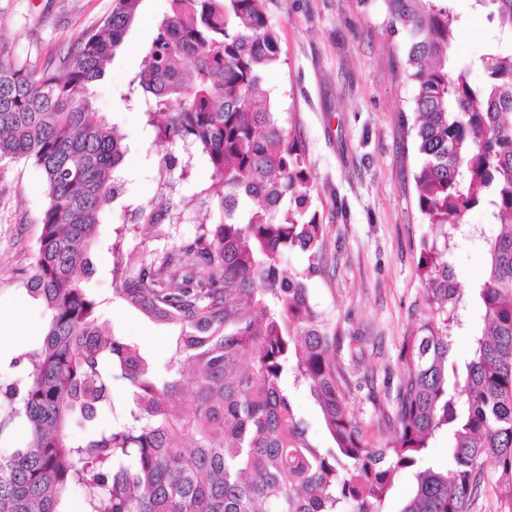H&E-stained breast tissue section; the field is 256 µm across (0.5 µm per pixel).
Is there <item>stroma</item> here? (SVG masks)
<instances>
[{
  "instance_id": "obj_1",
  "label": "stroma",
  "mask_w": 512,
  "mask_h": 512,
  "mask_svg": "<svg viewBox=\"0 0 512 512\" xmlns=\"http://www.w3.org/2000/svg\"><path fill=\"white\" fill-rule=\"evenodd\" d=\"M113 0H0V47L16 60L37 66L77 44L102 21ZM462 24L455 55L484 53L495 31L472 8L455 0ZM276 30L282 64L265 76L289 126L299 133L314 178L312 207L326 226L327 252L307 280L318 310L351 334L367 340L365 358L352 371L350 403L368 432L381 436L392 405L384 383L398 377L401 337L418 319L412 313L422 288L416 272L421 241L431 226L417 208L413 174L421 163L401 116L410 112L413 85L403 75L406 38L390 33L384 0H265ZM168 0H143L104 76L92 86L96 113L107 116L129 138L123 167L126 193L99 225L112 235L127 209L155 196L149 174L159 152L140 116L121 96L142 66L144 50ZM47 204L41 172L30 165L0 161V366L35 344L44 308L25 286ZM498 227L483 209L472 210L452 249L457 287L471 288L484 266L486 242ZM84 286L105 299V319L114 334L164 358L170 328L112 296V256L92 248ZM469 512H512V474L487 461L484 479Z\"/></svg>"
}]
</instances>
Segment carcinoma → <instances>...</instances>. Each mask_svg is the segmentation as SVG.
Instances as JSON below:
<instances>
[{
  "label": "carcinoma",
  "instance_id": "obj_1",
  "mask_svg": "<svg viewBox=\"0 0 512 512\" xmlns=\"http://www.w3.org/2000/svg\"><path fill=\"white\" fill-rule=\"evenodd\" d=\"M141 2L115 0L54 66L0 50V160L32 163L48 198L25 281L46 311L42 339L0 381V436H21L0 454V512H71L77 487L80 512H387L403 475L413 485L398 512H467L484 459L512 472V42L460 59L454 0H385L389 28L407 38L414 97L403 125L422 156L417 206L436 234L422 242L419 325L400 340L381 440L350 406L361 339L312 304L307 278L316 266L294 273L283 265L294 249L320 259L326 232L310 210L305 145L263 86L281 64L264 0H169L124 99L177 171L165 198L170 219L161 221L154 202L136 207L108 250L114 297L176 334L159 361L101 323L104 301L84 288L87 253L124 193L128 146L107 118L90 116V86ZM475 6L512 38V0ZM198 164L211 170L198 196L217 202L220 222L203 218L179 245L127 248L130 223L170 237L166 225L190 204L177 186ZM476 207L500 231L488 241L482 278L465 291L452 280L450 242ZM198 267L208 275L196 277ZM471 304L480 331L467 329ZM465 329L472 350L458 359L452 346ZM117 386L130 392L125 419L103 425ZM298 388L320 409L323 445L297 413ZM441 435L443 468L428 457Z\"/></svg>",
  "mask_w": 512,
  "mask_h": 512
}]
</instances>
